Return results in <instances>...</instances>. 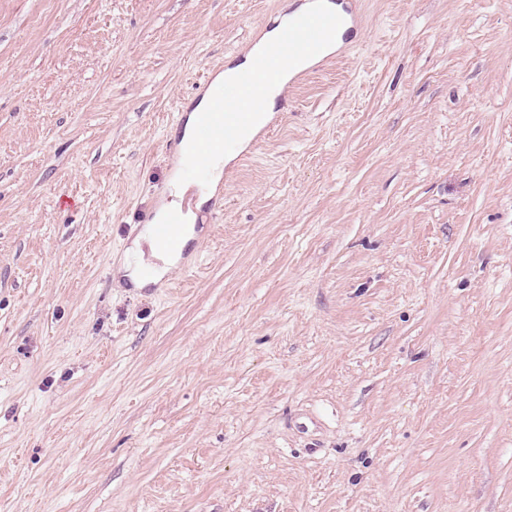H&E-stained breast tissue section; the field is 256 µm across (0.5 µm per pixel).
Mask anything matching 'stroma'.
I'll return each mask as SVG.
<instances>
[{
	"label": "stroma",
	"instance_id": "1",
	"mask_svg": "<svg viewBox=\"0 0 512 512\" xmlns=\"http://www.w3.org/2000/svg\"><path fill=\"white\" fill-rule=\"evenodd\" d=\"M300 2L0 0V512H512V0H349L197 206L201 77ZM184 220V210L173 208L169 211L164 222L153 224V232L159 243L170 251H177L180 246L176 231Z\"/></svg>",
	"mask_w": 512,
	"mask_h": 512
}]
</instances>
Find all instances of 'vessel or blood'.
<instances>
[{
  "label": "vessel or blood",
  "instance_id": "obj_1",
  "mask_svg": "<svg viewBox=\"0 0 512 512\" xmlns=\"http://www.w3.org/2000/svg\"><path fill=\"white\" fill-rule=\"evenodd\" d=\"M339 24L337 16L312 12L281 27L261 65L237 83L226 86L222 93L215 95L212 105L201 112L198 141L207 143L210 152H219L226 144V131L243 132L256 126L260 121L261 102L269 88L280 82L287 64L294 58L317 54ZM183 220V209L174 208L164 222L153 227L157 241L170 251H177L180 246L176 231Z\"/></svg>",
  "mask_w": 512,
  "mask_h": 512
}]
</instances>
